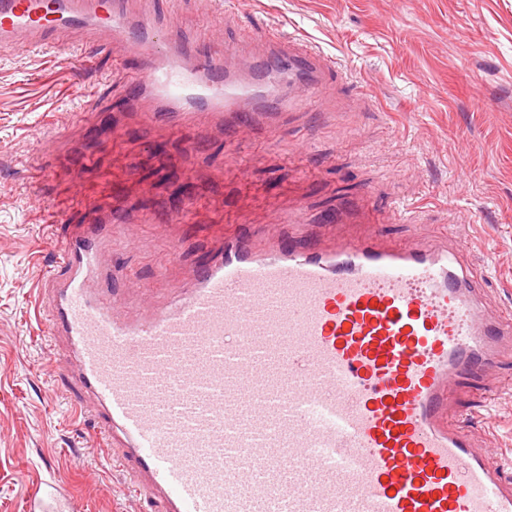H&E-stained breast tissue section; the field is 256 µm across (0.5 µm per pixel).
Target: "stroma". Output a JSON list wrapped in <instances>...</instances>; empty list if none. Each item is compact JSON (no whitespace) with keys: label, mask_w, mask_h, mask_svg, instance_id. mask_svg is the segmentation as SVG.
<instances>
[{"label":"stroma","mask_w":512,"mask_h":512,"mask_svg":"<svg viewBox=\"0 0 512 512\" xmlns=\"http://www.w3.org/2000/svg\"><path fill=\"white\" fill-rule=\"evenodd\" d=\"M158 38L256 62L268 33L321 51L335 69L275 135L172 132L128 115L131 81L106 51L0 53V512L61 482L81 512H157L92 423L47 338L35 288L57 265L71 197L134 203L138 223L113 266L165 291L204 264L221 235L264 229L292 206L326 224L346 200L391 242L460 225L465 265L488 312L512 314V0H124ZM90 108L91 121L74 113ZM94 157L83 166L81 154ZM194 223L176 221L181 206ZM471 384L466 422L512 477V359Z\"/></svg>","instance_id":"obj_1"}]
</instances>
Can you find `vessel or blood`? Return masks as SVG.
<instances>
[{"label": "vessel or blood", "mask_w": 512, "mask_h": 512, "mask_svg": "<svg viewBox=\"0 0 512 512\" xmlns=\"http://www.w3.org/2000/svg\"><path fill=\"white\" fill-rule=\"evenodd\" d=\"M120 0H0V51L102 46L143 91L145 124L198 120L276 132L280 83L321 85L331 60L293 37L266 38L261 66L210 48L155 55ZM59 247L38 290L51 336L66 342L81 391L161 512H512V479L476 444L460 410L464 381L512 355V317L485 311L480 281L458 272L461 234L392 243L284 210L287 234L225 237L170 303L137 293L106 263L124 234L111 198ZM35 488L27 512L64 505Z\"/></svg>", "instance_id": "obj_1"}]
</instances>
